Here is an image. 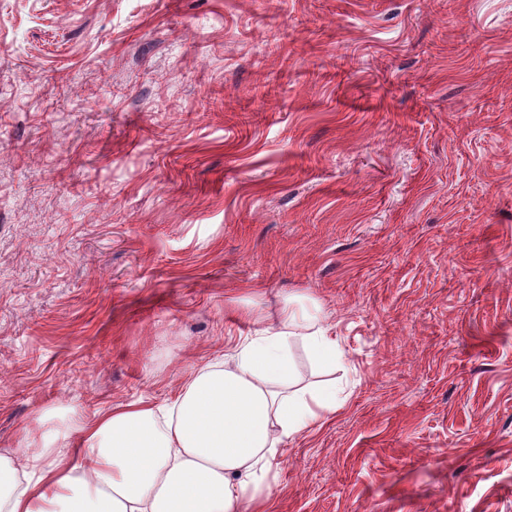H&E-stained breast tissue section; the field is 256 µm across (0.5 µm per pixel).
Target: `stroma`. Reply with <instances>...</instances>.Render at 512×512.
I'll use <instances>...</instances> for the list:
<instances>
[{
	"label": "stroma",
	"mask_w": 512,
	"mask_h": 512,
	"mask_svg": "<svg viewBox=\"0 0 512 512\" xmlns=\"http://www.w3.org/2000/svg\"><path fill=\"white\" fill-rule=\"evenodd\" d=\"M289 296L275 512H512V0H0V454Z\"/></svg>",
	"instance_id": "35a3bbf8"
}]
</instances>
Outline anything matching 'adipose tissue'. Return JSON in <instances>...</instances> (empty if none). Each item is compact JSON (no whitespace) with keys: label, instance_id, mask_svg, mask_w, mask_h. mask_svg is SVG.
<instances>
[{"label":"adipose tissue","instance_id":"ef3b65f1","mask_svg":"<svg viewBox=\"0 0 512 512\" xmlns=\"http://www.w3.org/2000/svg\"><path fill=\"white\" fill-rule=\"evenodd\" d=\"M296 344L326 368L342 358L319 311L289 300L275 325L191 369L170 403L110 405L54 429L44 412L0 455V512H271L280 448L345 401L335 383H300Z\"/></svg>","mask_w":512,"mask_h":512}]
</instances>
